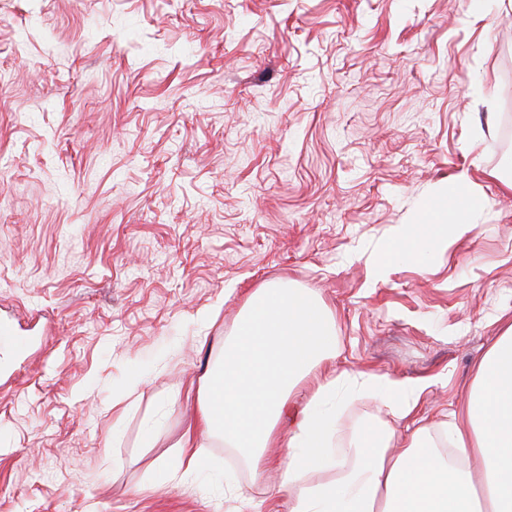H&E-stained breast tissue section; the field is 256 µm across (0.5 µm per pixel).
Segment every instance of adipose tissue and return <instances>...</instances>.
Returning <instances> with one entry per match:
<instances>
[{"label": "adipose tissue", "mask_w": 512, "mask_h": 512, "mask_svg": "<svg viewBox=\"0 0 512 512\" xmlns=\"http://www.w3.org/2000/svg\"><path fill=\"white\" fill-rule=\"evenodd\" d=\"M479 208L470 199L454 204L450 222L404 226L379 266L425 262L448 229L471 231ZM335 346L333 319L311 289L253 290L224 344L222 368L207 372L198 389L199 423L182 440L181 464L196 470L204 440L217 436L244 453L255 474L276 465L289 512H512V324L480 360L467 406L449 424L458 465L425 428L402 437L369 426L350 457L337 456L335 409L345 392L381 395L407 416L419 387L371 371L319 377ZM309 377L314 388L295 401V388ZM269 448L285 454L270 460ZM329 466L334 480L308 483L310 471Z\"/></svg>", "instance_id": "1"}]
</instances>
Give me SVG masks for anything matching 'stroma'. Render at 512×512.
<instances>
[{
    "label": "stroma",
    "mask_w": 512,
    "mask_h": 512,
    "mask_svg": "<svg viewBox=\"0 0 512 512\" xmlns=\"http://www.w3.org/2000/svg\"><path fill=\"white\" fill-rule=\"evenodd\" d=\"M512 0H0V512H288L209 442L189 385L249 294L309 288L335 364L418 383L344 398L340 439L464 405L512 320ZM483 210L426 264L401 224ZM468 195V194H467ZM470 200H464L460 203L458 200L454 203L451 213L450 225L458 232L466 233L473 229L475 216L480 208L479 202L473 197L469 196Z\"/></svg>",
    "instance_id": "35a3bbf8"
}]
</instances>
